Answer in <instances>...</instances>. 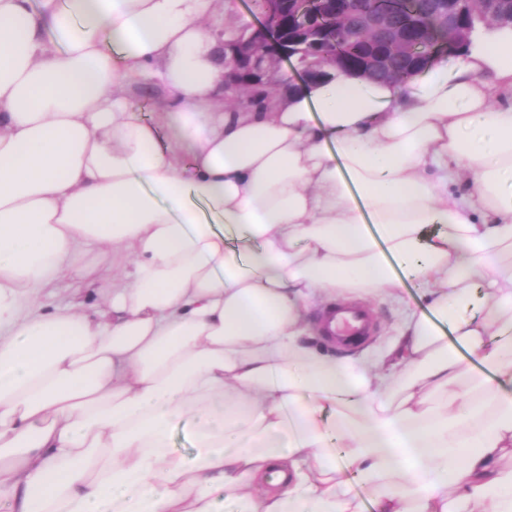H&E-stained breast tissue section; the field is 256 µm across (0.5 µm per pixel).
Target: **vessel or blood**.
Segmentation results:
<instances>
[{"label":"vessel or blood","instance_id":"obj_1","mask_svg":"<svg viewBox=\"0 0 512 512\" xmlns=\"http://www.w3.org/2000/svg\"><path fill=\"white\" fill-rule=\"evenodd\" d=\"M375 327L370 310L356 302H338L321 309L316 329L325 341L342 350H354L372 336Z\"/></svg>","mask_w":512,"mask_h":512}]
</instances>
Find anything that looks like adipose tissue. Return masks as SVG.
I'll return each instance as SVG.
<instances>
[{
	"instance_id": "1",
	"label": "adipose tissue",
	"mask_w": 512,
	"mask_h": 512,
	"mask_svg": "<svg viewBox=\"0 0 512 512\" xmlns=\"http://www.w3.org/2000/svg\"><path fill=\"white\" fill-rule=\"evenodd\" d=\"M226 8L0 0V503L359 512L354 476L376 512H512V27L262 109L224 90ZM89 245L96 309L37 308ZM407 279L430 313L377 361L311 343L314 299Z\"/></svg>"
}]
</instances>
